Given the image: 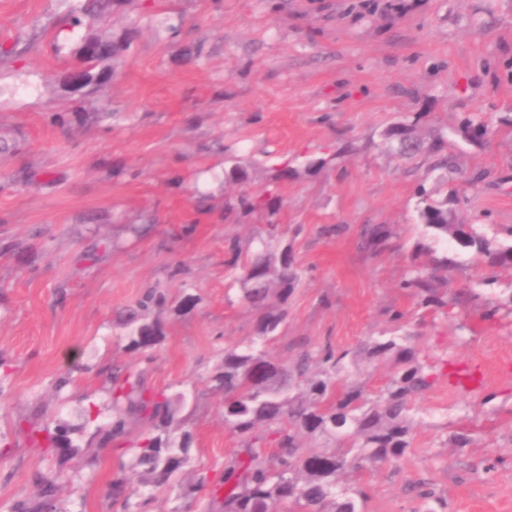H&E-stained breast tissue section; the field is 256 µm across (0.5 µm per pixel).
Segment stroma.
Here are the masks:
<instances>
[{
  "instance_id": "obj_1",
  "label": "stroma",
  "mask_w": 512,
  "mask_h": 512,
  "mask_svg": "<svg viewBox=\"0 0 512 512\" xmlns=\"http://www.w3.org/2000/svg\"><path fill=\"white\" fill-rule=\"evenodd\" d=\"M121 0L105 23L71 28L81 0H0V512L34 499L41 472L59 512H109L108 482L143 423L107 442L115 374L142 373L172 399L192 435L190 459L154 490L153 512H220L224 466L242 438L224 426L212 381L230 347L255 339V317L226 267L229 238L266 220L224 221V198L258 192L289 163L277 219L299 267L288 316L267 346L281 363L302 349L353 350L400 331L425 365L477 361L483 393L422 394L411 448L397 461L350 470L367 486L365 512H415L424 483L449 512H512V272L485 281L475 249L432 242L418 219V186L435 178L389 153L384 130L402 115L454 126L463 112L512 116V0ZM132 32L116 73L78 93L63 74L83 36ZM63 112V123L53 120ZM242 166L198 208L206 169ZM465 213L481 216L490 248L512 245V137L493 132L458 148ZM490 173L478 187L465 176ZM340 225L324 234V226ZM367 224H388V249H364ZM448 256L449 292L476 299L450 315L400 286L420 244ZM163 338L129 349L117 321L150 289ZM192 295L195 305L176 304ZM500 309L486 321V305ZM401 313L393 321V313ZM69 377L64 389L59 378ZM65 429L71 448L46 454L31 433ZM466 432L468 446L452 436Z\"/></svg>"
}]
</instances>
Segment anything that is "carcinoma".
<instances>
[{
	"mask_svg": "<svg viewBox=\"0 0 512 512\" xmlns=\"http://www.w3.org/2000/svg\"><path fill=\"white\" fill-rule=\"evenodd\" d=\"M78 12L93 22L106 16L105 0H85ZM455 135L473 141L486 137L490 128L480 113H464L453 128ZM387 150L411 161L427 152L434 160L425 175L444 170L457 171L455 158L445 155V133L440 128L423 130L408 116L401 117L384 132ZM286 175L277 172L262 193L239 191L224 200V220L240 224L255 215L273 216L282 204L281 182ZM420 223L433 237H452L465 247L476 249L483 258L486 280L512 270V245L498 250L488 247L475 225L459 214L458 193L434 199L419 185ZM394 236L388 224L363 229L365 249L377 253L386 249ZM281 227L268 221L263 235L247 245L232 238L227 242L228 265L241 299L256 315L255 333L259 345L224 350L220 371L213 376L224 391V424L247 440L244 448L224 467L222 512H363L367 493L361 486L342 481L349 469L365 463L383 464L397 460L411 448L414 402L427 391L435 378L420 361V350L405 337L381 336L368 341L361 350H333L326 347L314 354L301 350L291 365H284L265 350L288 315V303L300 277L292 252L278 247ZM448 268V258L427 263L413 261L399 281L424 307L443 314L462 307L471 296L448 297L446 280L438 275ZM166 304L163 293L149 292L137 307L127 311L125 324L132 327L130 348L146 351L160 343L162 329L148 320L149 311ZM390 360L395 372L386 387L374 398L363 387L348 381L349 366L356 360ZM112 420L98 431L105 439L126 433L128 418L136 415L148 423L141 432L135 466L145 475L142 485L159 487L169 482L186 463L191 434L177 431L175 408L163 391H148L141 375L129 373L112 392ZM267 428L277 444L276 452L266 454L251 439L258 426ZM319 437L330 443L322 451L305 453L300 438ZM40 487L35 502H19L14 512H57V485L39 473ZM141 494L133 486L125 466H119L108 484L112 505L127 512L131 498ZM420 512H447L448 504L431 491L418 492Z\"/></svg>",
	"mask_w": 512,
	"mask_h": 512,
	"instance_id": "carcinoma-1",
	"label": "carcinoma"
}]
</instances>
